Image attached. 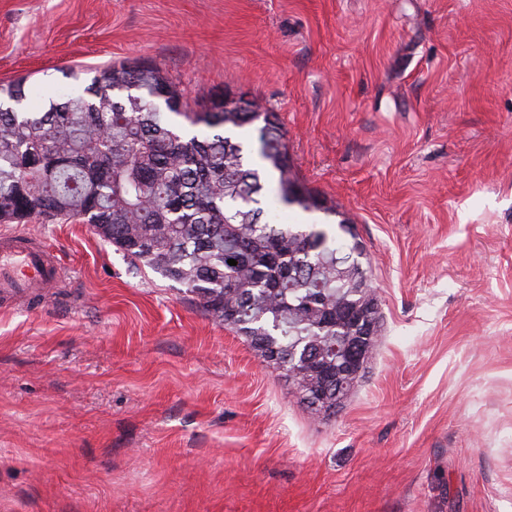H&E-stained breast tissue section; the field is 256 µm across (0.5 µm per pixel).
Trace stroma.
<instances>
[{"label": "stroma", "mask_w": 512, "mask_h": 512, "mask_svg": "<svg viewBox=\"0 0 512 512\" xmlns=\"http://www.w3.org/2000/svg\"><path fill=\"white\" fill-rule=\"evenodd\" d=\"M277 114L353 228L381 335L313 417L243 336L79 220L0 308V512H512V0H0L29 109L119 63Z\"/></svg>", "instance_id": "stroma-1"}]
</instances>
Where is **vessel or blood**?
I'll list each match as a JSON object with an SVG mask.
<instances>
[{
    "mask_svg": "<svg viewBox=\"0 0 512 512\" xmlns=\"http://www.w3.org/2000/svg\"><path fill=\"white\" fill-rule=\"evenodd\" d=\"M62 265L40 240L13 232L0 233V299L5 304L60 286Z\"/></svg>",
    "mask_w": 512,
    "mask_h": 512,
    "instance_id": "vessel-or-blood-1",
    "label": "vessel or blood"
}]
</instances>
